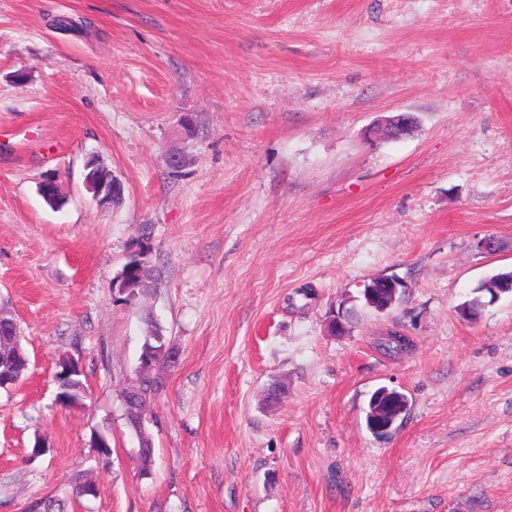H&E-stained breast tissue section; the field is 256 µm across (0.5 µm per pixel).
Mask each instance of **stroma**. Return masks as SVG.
I'll use <instances>...</instances> for the list:
<instances>
[{
	"mask_svg": "<svg viewBox=\"0 0 512 512\" xmlns=\"http://www.w3.org/2000/svg\"><path fill=\"white\" fill-rule=\"evenodd\" d=\"M399 113L410 135L366 139ZM142 245L166 281L134 309L112 279ZM510 270L512 0H0V309L29 359L0 390V512H512V294L477 291ZM382 275L402 288L376 313ZM147 310L180 359L145 476L118 394ZM65 355L84 407L56 400ZM382 386L409 407L378 438ZM85 170L84 186L101 210L106 211L112 207L113 202L123 199L120 180L94 154L86 158ZM370 283L374 284L376 288L368 285V288L364 289L363 295L366 306L377 311L386 310L395 301L398 288L395 285L385 288L387 286L386 282H374L371 280ZM377 288L382 289V292L378 291Z\"/></svg>",
	"mask_w": 512,
	"mask_h": 512,
	"instance_id": "obj_1",
	"label": "stroma"
}]
</instances>
